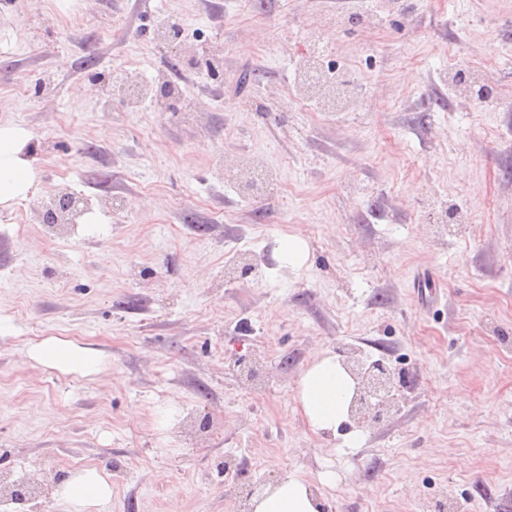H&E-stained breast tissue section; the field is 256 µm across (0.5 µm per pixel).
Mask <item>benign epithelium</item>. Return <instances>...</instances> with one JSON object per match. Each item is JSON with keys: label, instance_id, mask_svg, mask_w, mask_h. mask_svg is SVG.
<instances>
[{"label": "benign epithelium", "instance_id": "benign-epithelium-1", "mask_svg": "<svg viewBox=\"0 0 512 512\" xmlns=\"http://www.w3.org/2000/svg\"><path fill=\"white\" fill-rule=\"evenodd\" d=\"M77 201L68 194L58 196L53 204L41 213L44 224H56L64 218L72 223L80 216ZM343 366L356 382L355 395L350 403V418L358 424L380 417V409L391 404L394 400L393 391L396 389L395 373L383 363L376 362L366 366L358 357L348 355L343 360ZM37 485L25 482L0 483V495L17 503L29 502L35 498Z\"/></svg>", "mask_w": 512, "mask_h": 512}]
</instances>
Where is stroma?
Instances as JSON below:
<instances>
[{"instance_id":"stroma-1","label":"stroma","mask_w":512,"mask_h":512,"mask_svg":"<svg viewBox=\"0 0 512 512\" xmlns=\"http://www.w3.org/2000/svg\"><path fill=\"white\" fill-rule=\"evenodd\" d=\"M256 7L265 24L236 21L234 0H0V124L29 133L38 172L0 209V477L42 486L0 512H64L79 467L111 474L102 512H239L287 474L325 512H512V112L448 84L449 42L475 58L492 36L478 79L512 87V0ZM368 9L385 13L376 54L354 21ZM173 17L182 37L157 39ZM317 20L365 89L327 116L285 95ZM127 72L175 83L181 108L130 111L112 97ZM252 152L291 193L241 198ZM58 190L85 213L50 228ZM292 235L297 265L277 253ZM50 336L100 351L101 371L38 365L28 348ZM341 349L404 386L321 438L294 393ZM281 258L288 261V264H298L306 256V243L300 236H288L281 240L278 245Z\"/></svg>"}]
</instances>
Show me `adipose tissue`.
Here are the masks:
<instances>
[{
    "label": "adipose tissue",
    "instance_id": "obj_1",
    "mask_svg": "<svg viewBox=\"0 0 512 512\" xmlns=\"http://www.w3.org/2000/svg\"><path fill=\"white\" fill-rule=\"evenodd\" d=\"M28 133L16 125H0V207H10L26 198L37 174L28 154ZM28 353L38 364L66 374H96L103 363L100 352L55 337L32 345ZM354 395V382L335 355L323 353L300 377L295 402L309 428L319 435L336 433L346 421ZM59 498L67 512H86L106 504L112 497V482L96 468H86L60 484ZM323 501L310 483L287 475L254 499L252 512H322Z\"/></svg>",
    "mask_w": 512,
    "mask_h": 512
}]
</instances>
